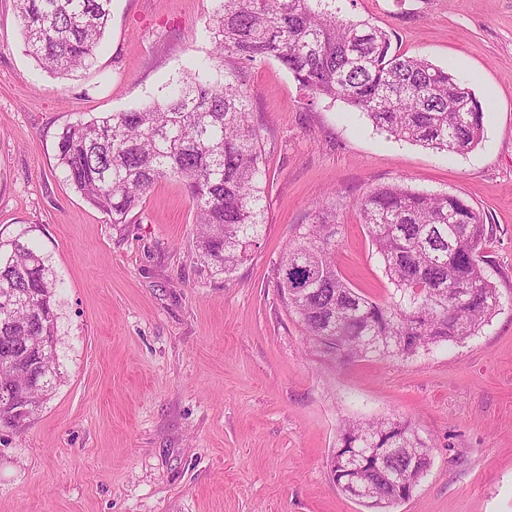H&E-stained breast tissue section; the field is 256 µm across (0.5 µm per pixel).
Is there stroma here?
I'll use <instances>...</instances> for the list:
<instances>
[{"mask_svg": "<svg viewBox=\"0 0 512 512\" xmlns=\"http://www.w3.org/2000/svg\"><path fill=\"white\" fill-rule=\"evenodd\" d=\"M397 52L453 72L484 112L465 154L395 140L342 101L311 99L276 60L211 62L215 0H112L91 66L28 55L0 0V239L23 237L57 281L54 389L0 428V512H368L330 471L345 420L400 416L431 445L393 512H512V0H342ZM234 79L263 139V229L214 273L182 184L127 224L64 179L63 127L141 107L187 74ZM398 182L490 213L485 272L501 305L460 344L417 356H320L276 288L289 239L330 200L336 262L376 300L392 287L354 201Z\"/></svg>", "mask_w": 512, "mask_h": 512, "instance_id": "obj_1", "label": "stroma"}]
</instances>
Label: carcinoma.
<instances>
[{"label":"carcinoma","instance_id":"carcinoma-1","mask_svg":"<svg viewBox=\"0 0 512 512\" xmlns=\"http://www.w3.org/2000/svg\"><path fill=\"white\" fill-rule=\"evenodd\" d=\"M29 54L56 75L91 65L112 0H14ZM208 27L211 59L278 61L315 98L341 100L393 138L437 152L465 153L483 139V107L452 73L392 50L391 37L341 14L336 0H217ZM262 135L245 93L232 81L187 77L152 105L67 125L58 136L64 178L112 224L129 215L163 179L184 182L201 257L231 274L258 244L262 225ZM393 287L374 300L336 267L340 225L315 205L316 221L286 245L277 288L315 350L329 358L408 359L477 335L500 296L481 253L488 217L460 197L393 183L354 202ZM56 281L44 257L16 238L0 241V290L24 302L0 307V427L28 419L52 386ZM41 362L43 386L29 382ZM340 453L368 449L355 476L376 496L358 499L391 512L425 476L430 445L408 420L344 422Z\"/></svg>","mask_w":512,"mask_h":512}]
</instances>
